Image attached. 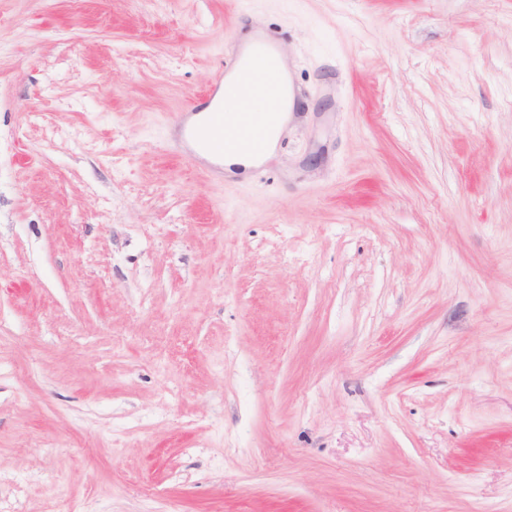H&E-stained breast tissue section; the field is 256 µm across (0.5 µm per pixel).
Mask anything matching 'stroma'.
Listing matches in <instances>:
<instances>
[{
	"mask_svg": "<svg viewBox=\"0 0 512 512\" xmlns=\"http://www.w3.org/2000/svg\"><path fill=\"white\" fill-rule=\"evenodd\" d=\"M88 504L512 512V0H0V512ZM249 50L247 57L235 54L224 60L221 66L223 77L217 85L216 93L221 91L222 96L226 99L243 98L249 95L263 96L268 101L270 111L278 112L274 117L264 155L256 159L247 153L235 150L224 151V129L227 125L234 123L236 112H267L265 100L259 97H247L232 103H224V108H216L208 112V119L203 129H191L189 132L192 142H197L204 152L214 157L224 154L221 163L230 173L233 171L232 167L246 168L266 156H271L276 149L282 130L288 124V103L281 109L284 91H287L289 87L286 61L280 54L276 60L275 45L266 39H253ZM275 60L281 74L284 91L279 85ZM225 70L234 74L232 81H224ZM236 137L243 141L248 149L259 155L263 152L267 126L264 117L260 115H242L235 128Z\"/></svg>",
	"mask_w": 512,
	"mask_h": 512,
	"instance_id": "obj_1",
	"label": "stroma"
}]
</instances>
